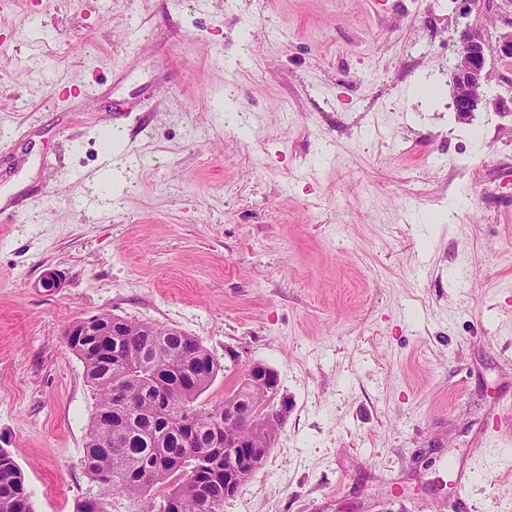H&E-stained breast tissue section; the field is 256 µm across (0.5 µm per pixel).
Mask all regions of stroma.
I'll list each match as a JSON object with an SVG mask.
<instances>
[{"instance_id": "1", "label": "stroma", "mask_w": 512, "mask_h": 512, "mask_svg": "<svg viewBox=\"0 0 512 512\" xmlns=\"http://www.w3.org/2000/svg\"><path fill=\"white\" fill-rule=\"evenodd\" d=\"M469 29L512 0H0V448L34 512L101 492L65 343L100 313L207 348L202 407L277 373L224 512H512V60L459 120Z\"/></svg>"}]
</instances>
